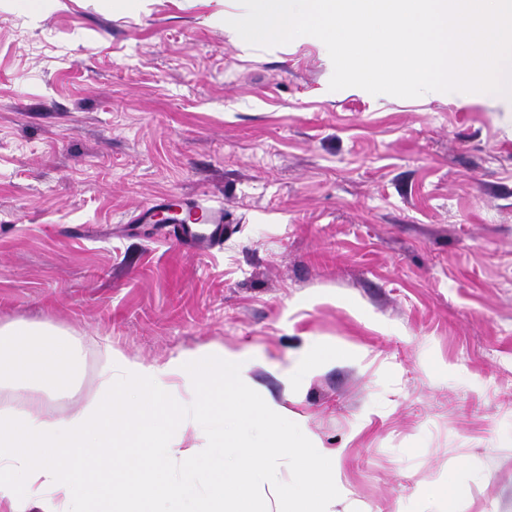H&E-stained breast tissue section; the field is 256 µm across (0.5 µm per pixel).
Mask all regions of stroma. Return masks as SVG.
I'll use <instances>...</instances> for the list:
<instances>
[{
    "label": "stroma",
    "mask_w": 512,
    "mask_h": 512,
    "mask_svg": "<svg viewBox=\"0 0 512 512\" xmlns=\"http://www.w3.org/2000/svg\"><path fill=\"white\" fill-rule=\"evenodd\" d=\"M238 0H0V322L49 324L99 388L218 346L336 455L330 512H512V112L482 93L329 88L312 36L254 47ZM224 208L188 248L134 221ZM335 358L301 383L310 349ZM298 470L249 494L266 512ZM182 203H181V202ZM172 201V198H166L161 202L143 208L136 220L137 221H157L156 217L162 211H168L171 214L178 215L180 212L191 211L198 215L194 223L209 224L213 231L206 234L193 227L192 224H183L185 221L178 218V223L174 226V235L176 239L184 246H193L205 239H214L222 237L224 234V208L223 206L201 207L199 204L189 203L183 200ZM332 356H336V353L324 348H316L307 353L302 357L297 367L285 371L288 376V383L298 382L305 376L319 370ZM462 484L456 481L448 482L444 487H440L431 492V497L437 506V512H453L452 506L458 494L462 491Z\"/></svg>",
    "instance_id": "1"
}]
</instances>
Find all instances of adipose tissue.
I'll return each instance as SVG.
<instances>
[{"label":"adipose tissue","instance_id":"adipose-tissue-1","mask_svg":"<svg viewBox=\"0 0 512 512\" xmlns=\"http://www.w3.org/2000/svg\"><path fill=\"white\" fill-rule=\"evenodd\" d=\"M81 351L68 333L22 321L0 324V386L25 393L23 405L0 401V512H116V499H128L136 512H196L207 495L209 512H254L247 489L268 474L269 461L255 457L231 472L216 468L207 489H200L190 462L214 446L184 447L177 428L210 437L223 416L202 419L199 401L224 387L237 389L232 411L243 422L280 416L281 408L263 399L243 380L240 360L224 349L178 355L162 365L128 361L105 346L97 395L59 415L44 411L43 390L63 396L76 384ZM125 415L141 448L136 465L125 468L121 483L112 475V422ZM312 441L296 427H285L278 456L308 471L332 474L336 458L312 454ZM240 492L226 504L224 491ZM330 493L326 483L309 480L275 498L269 512H323Z\"/></svg>","mask_w":512,"mask_h":512}]
</instances>
